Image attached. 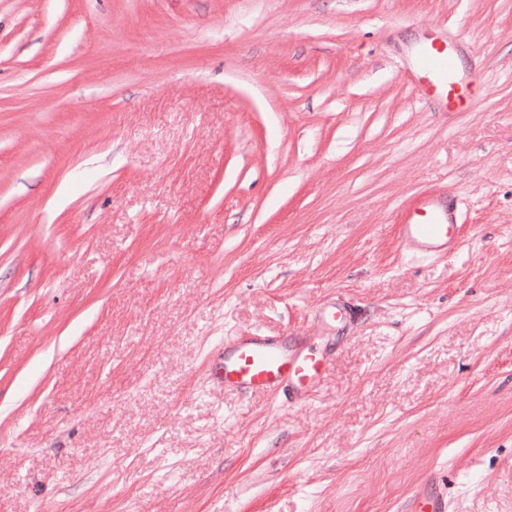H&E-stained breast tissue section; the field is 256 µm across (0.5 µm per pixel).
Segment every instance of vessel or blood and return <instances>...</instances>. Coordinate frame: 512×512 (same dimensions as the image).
Here are the masks:
<instances>
[{
	"label": "vessel or blood",
	"mask_w": 512,
	"mask_h": 512,
	"mask_svg": "<svg viewBox=\"0 0 512 512\" xmlns=\"http://www.w3.org/2000/svg\"><path fill=\"white\" fill-rule=\"evenodd\" d=\"M461 53L457 40L432 36L422 41L414 56L419 95L447 112L466 110L482 81L480 75L460 70ZM397 237L400 247L413 256L447 254L461 239L455 202L435 194L413 198L399 213ZM318 320L336 330L349 324L351 309L339 299L323 305ZM331 363L328 354L292 343L288 337L253 334L225 343L215 376L230 391L266 394L284 390L289 398L298 399L322 381Z\"/></svg>",
	"instance_id": "b4317fda"
}]
</instances>
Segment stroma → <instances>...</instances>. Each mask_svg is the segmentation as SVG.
<instances>
[{
    "label": "stroma",
    "instance_id": "stroma-1",
    "mask_svg": "<svg viewBox=\"0 0 512 512\" xmlns=\"http://www.w3.org/2000/svg\"><path fill=\"white\" fill-rule=\"evenodd\" d=\"M461 38L468 111L405 62ZM458 203L409 259L415 195ZM357 321L304 400L224 340ZM512 512V0H0V512ZM456 203L448 197L424 194L413 198L398 216L400 247L413 256L445 255L461 239ZM318 320L322 326L336 330L350 323L351 309L347 302L337 299L319 309Z\"/></svg>",
    "mask_w": 512,
    "mask_h": 512
}]
</instances>
